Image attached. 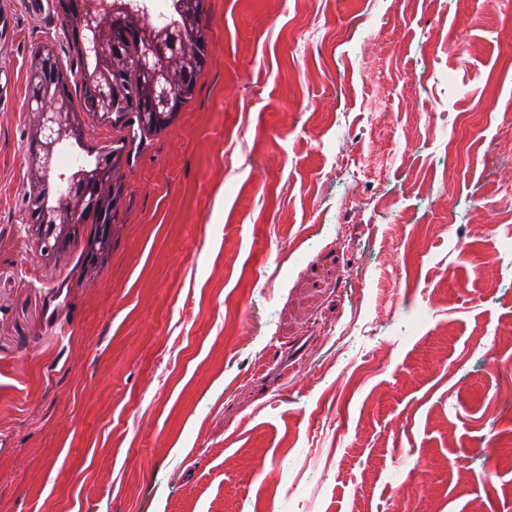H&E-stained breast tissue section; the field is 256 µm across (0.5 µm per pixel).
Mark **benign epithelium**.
I'll list each match as a JSON object with an SVG mask.
<instances>
[{"mask_svg":"<svg viewBox=\"0 0 512 512\" xmlns=\"http://www.w3.org/2000/svg\"><path fill=\"white\" fill-rule=\"evenodd\" d=\"M96 11L86 15L83 25L69 29L76 30L79 36L81 64L85 65L95 58L110 54L115 61H121L129 51L128 40L124 34L130 23L151 26L150 0H130L132 13L126 19L112 15L110 0H97ZM179 53L176 38L164 42L150 43L140 50L139 73L142 80L153 85L148 101L144 103V116L153 125L172 123L179 112L181 96L195 90V80L189 73L175 70L163 83H155L158 69L166 58ZM65 74L59 68L51 48H44L34 59L29 75V103L36 104L38 123L31 131V148L25 159L28 169L39 167L44 171H54L57 189L61 196L69 200L76 199L85 206L80 216L68 215L58 210L28 207L27 223L34 235L42 242L48 253H53L65 242L59 231L65 224H84L86 220L102 214L105 196L120 187L119 174L122 160L101 157L90 166L84 167L79 176H72L56 167L55 150L71 139L82 137L83 126L72 112H64L57 107L54 90L59 88ZM90 112L93 117H109L118 105L112 103L115 98L113 88L108 86H87ZM100 234L90 243L93 254L101 253L111 244V225L101 224Z\"/></svg>","mask_w":512,"mask_h":512,"instance_id":"obj_1","label":"benign epithelium"}]
</instances>
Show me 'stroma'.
<instances>
[{
	"label": "stroma",
	"instance_id": "obj_1",
	"mask_svg": "<svg viewBox=\"0 0 512 512\" xmlns=\"http://www.w3.org/2000/svg\"><path fill=\"white\" fill-rule=\"evenodd\" d=\"M24 2L0 0V512H512V395L488 366L512 364V165L493 157L512 0H205L175 122H85L87 146L130 153L96 258L97 225L50 256L25 222L36 51L83 92L58 10ZM352 182L379 203L346 225ZM431 223L449 230L385 311L389 241ZM357 261L367 285L345 287ZM380 348L389 366L346 387Z\"/></svg>",
	"mask_w": 512,
	"mask_h": 512
}]
</instances>
